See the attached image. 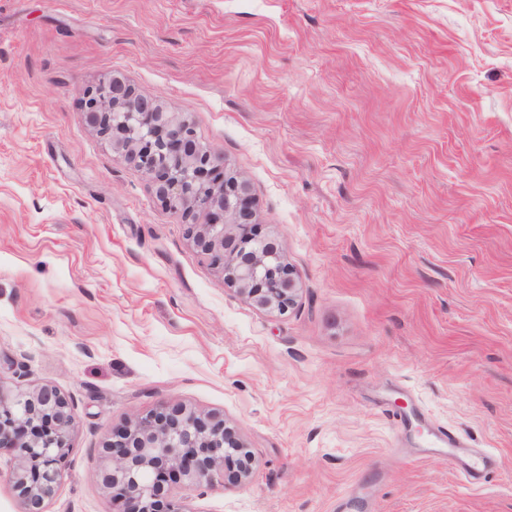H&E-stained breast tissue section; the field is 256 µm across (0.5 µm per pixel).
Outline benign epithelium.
<instances>
[{"label": "benign epithelium", "mask_w": 512, "mask_h": 512, "mask_svg": "<svg viewBox=\"0 0 512 512\" xmlns=\"http://www.w3.org/2000/svg\"><path fill=\"white\" fill-rule=\"evenodd\" d=\"M81 105L86 124L123 149L157 197L182 214L187 236L225 286L262 310L282 315L295 306L300 274L280 242L258 230L249 182L198 140L187 118L114 75L83 90ZM76 425V406L57 386L25 390L0 380V449L12 450L0 476L8 475L21 512H46L66 476ZM100 464L122 512H191L176 487L246 479L254 457L223 415L162 404L113 429Z\"/></svg>", "instance_id": "7a95c632"}]
</instances>
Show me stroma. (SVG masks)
Segmentation results:
<instances>
[{"label":"stroma","mask_w":512,"mask_h":512,"mask_svg":"<svg viewBox=\"0 0 512 512\" xmlns=\"http://www.w3.org/2000/svg\"><path fill=\"white\" fill-rule=\"evenodd\" d=\"M111 74L249 181L288 314L86 125ZM0 380L76 405L48 512H115L98 450L162 403L255 456L192 512H512V0H0Z\"/></svg>","instance_id":"obj_1"}]
</instances>
